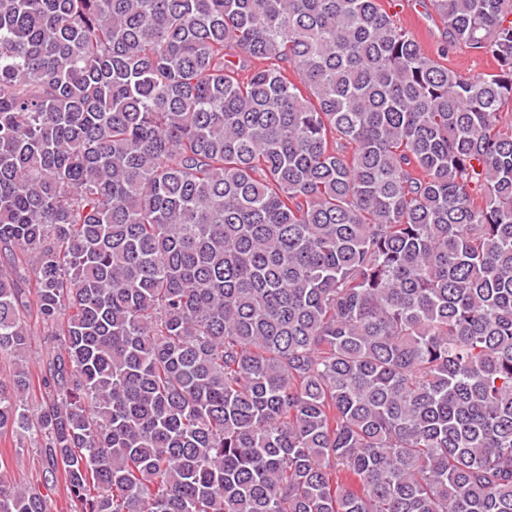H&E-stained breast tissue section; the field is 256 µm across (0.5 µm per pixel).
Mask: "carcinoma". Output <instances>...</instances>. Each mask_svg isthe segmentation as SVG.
Masks as SVG:
<instances>
[{
    "instance_id": "carcinoma-1",
    "label": "carcinoma",
    "mask_w": 512,
    "mask_h": 512,
    "mask_svg": "<svg viewBox=\"0 0 512 512\" xmlns=\"http://www.w3.org/2000/svg\"><path fill=\"white\" fill-rule=\"evenodd\" d=\"M433 6L0 0V433L73 512H512V0ZM430 0H381L383 7L419 42L425 53L437 56L444 34ZM443 63L469 78L481 77L495 68L490 57L478 54L463 44L449 47L448 57Z\"/></svg>"
}]
</instances>
